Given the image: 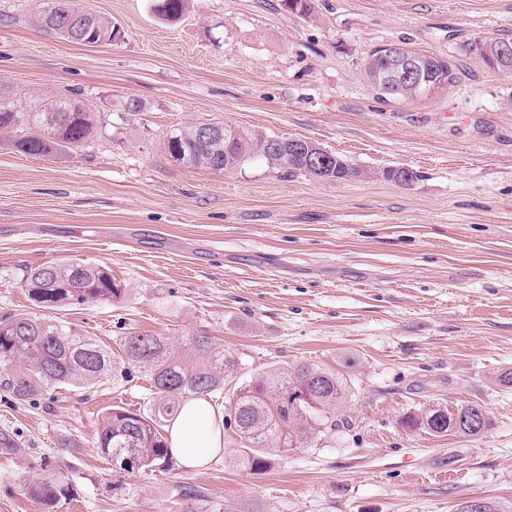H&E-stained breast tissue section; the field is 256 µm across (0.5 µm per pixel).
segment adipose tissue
Masks as SVG:
<instances>
[{
	"instance_id": "1",
	"label": "adipose tissue",
	"mask_w": 512,
	"mask_h": 512,
	"mask_svg": "<svg viewBox=\"0 0 512 512\" xmlns=\"http://www.w3.org/2000/svg\"><path fill=\"white\" fill-rule=\"evenodd\" d=\"M223 445V424L201 400L186 402L169 429L170 452L184 467L205 465Z\"/></svg>"
}]
</instances>
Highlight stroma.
<instances>
[{"mask_svg": "<svg viewBox=\"0 0 512 512\" xmlns=\"http://www.w3.org/2000/svg\"><path fill=\"white\" fill-rule=\"evenodd\" d=\"M112 41L45 33L46 0H0V102L74 99L96 135L57 159L0 145V318L30 313L24 275L47 262L107 266L112 302L56 318L115 347L133 333L184 352L205 331L243 365L228 385L313 364L346 378L336 431L251 474L237 438L197 469L113 470L97 447L112 406L143 410L142 376L51 406L0 392V512H42L26 479L63 471L55 512H512V73L480 38L512 41V0H189L174 23L153 0H74ZM402 41L450 58L451 85L377 94L369 51ZM139 111H129L130 101ZM191 122L315 141L359 168L325 181L263 158L230 173L173 163L163 141ZM406 167L414 182L386 181ZM482 406L480 438L408 429L438 406ZM70 447H60V440Z\"/></svg>", "mask_w": 512, "mask_h": 512, "instance_id": "1", "label": "stroma"}]
</instances>
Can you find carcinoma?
Segmentation results:
<instances>
[{"instance_id":"cac0c4a2","label":"carcinoma","mask_w":512,"mask_h":512,"mask_svg":"<svg viewBox=\"0 0 512 512\" xmlns=\"http://www.w3.org/2000/svg\"><path fill=\"white\" fill-rule=\"evenodd\" d=\"M187 0H154L152 9L163 20L174 22L186 11ZM112 24L95 17L80 44L112 40ZM423 57L427 72L447 83L455 78V65L442 57L416 51ZM381 62L373 49L366 75L382 95L393 98L417 96L399 82L384 81L377 75ZM70 111H61V106ZM25 126L27 134L13 138L18 152L39 157H60L67 149L88 141L95 132L96 116L67 99H52L20 109L14 103L0 105V133ZM266 136L234 131L229 149L216 148L199 140L195 125L176 128L166 135L165 151L180 157L184 166L230 173L260 155L268 163L291 173L309 174L326 181L356 178L361 171L340 156L322 171L308 163L309 150L321 147L309 141L289 153L265 152ZM28 295L40 312L24 317L0 319V367H5L0 389L17 404L44 399L50 404L55 391L81 392L94 388L109 376L130 378L136 372L150 384V405L143 412L115 405L102 420L97 444L112 466L127 473L172 466L169 444L161 423L190 400L221 394L224 376L242 365L232 353L217 347L209 337L189 339V352L176 356L163 336L133 334L112 349L81 336L48 315L63 304L83 305L90 301L110 302L122 289L103 266L69 262L43 264L31 269L25 279ZM349 387L335 373L312 365L292 370L274 368L252 376L237 386L224 405L225 425L234 428L240 439L237 464L253 474L270 467L272 456L307 445L315 437L339 426V412L348 401ZM484 415L483 425L473 429L467 420ZM410 429L425 428L436 434L452 433L478 438L488 431L490 419L479 405H468L451 414L431 406L421 417L406 421ZM19 447L16 433L0 428V453ZM27 496L51 512L71 489L70 478L62 473L36 477L24 485Z\"/></svg>"}]
</instances>
